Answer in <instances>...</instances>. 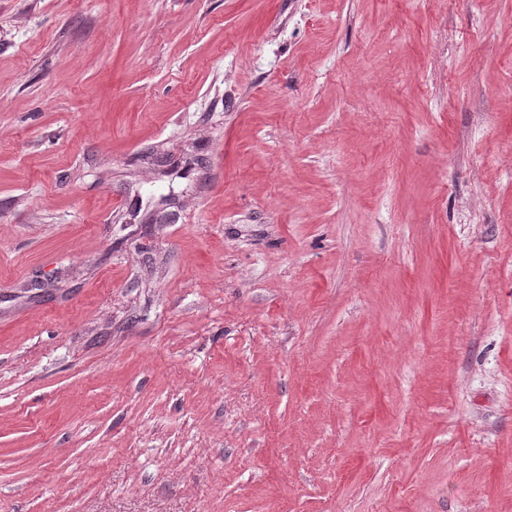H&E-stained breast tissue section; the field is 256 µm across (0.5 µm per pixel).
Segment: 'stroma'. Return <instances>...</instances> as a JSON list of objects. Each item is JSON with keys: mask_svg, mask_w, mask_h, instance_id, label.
I'll return each mask as SVG.
<instances>
[{"mask_svg": "<svg viewBox=\"0 0 512 512\" xmlns=\"http://www.w3.org/2000/svg\"><path fill=\"white\" fill-rule=\"evenodd\" d=\"M0 512H512V0H0Z\"/></svg>", "mask_w": 512, "mask_h": 512, "instance_id": "obj_1", "label": "stroma"}]
</instances>
